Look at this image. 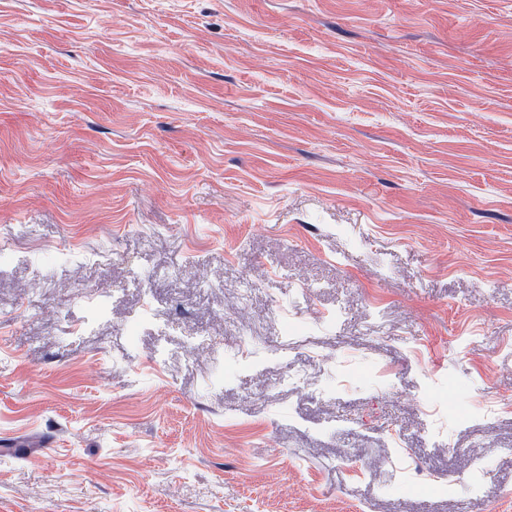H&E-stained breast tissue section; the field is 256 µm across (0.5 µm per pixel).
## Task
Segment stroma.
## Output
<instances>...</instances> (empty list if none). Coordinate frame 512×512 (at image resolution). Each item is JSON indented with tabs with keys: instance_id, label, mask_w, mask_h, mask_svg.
<instances>
[{
	"instance_id": "obj_1",
	"label": "stroma",
	"mask_w": 512,
	"mask_h": 512,
	"mask_svg": "<svg viewBox=\"0 0 512 512\" xmlns=\"http://www.w3.org/2000/svg\"><path fill=\"white\" fill-rule=\"evenodd\" d=\"M1 242L0 512H512V0H0Z\"/></svg>"
}]
</instances>
